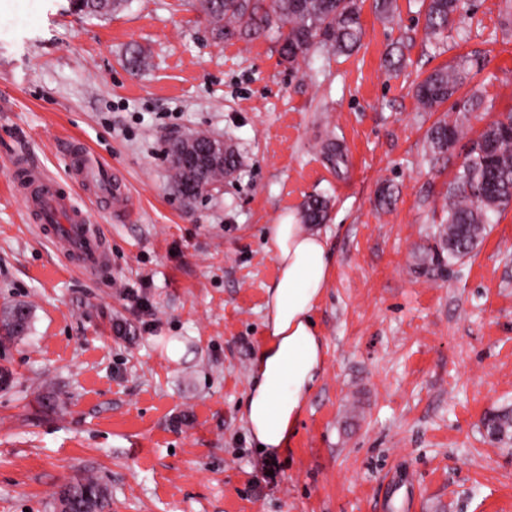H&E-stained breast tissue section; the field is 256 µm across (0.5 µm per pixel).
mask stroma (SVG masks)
<instances>
[{
	"label": "stroma",
	"instance_id": "stroma-1",
	"mask_svg": "<svg viewBox=\"0 0 512 512\" xmlns=\"http://www.w3.org/2000/svg\"><path fill=\"white\" fill-rule=\"evenodd\" d=\"M361 20L358 51L291 67L271 41H215L194 0H130L107 18L0 0V306L32 308L28 335L0 343V512H53L90 475L112 512H512V446L482 428L512 408V206L471 257L442 272L417 259L468 141L512 112V0H476L467 40L440 51L423 0H394L387 19L364 0ZM395 46L397 73L382 66ZM464 54L481 65L457 96L483 102L440 165L427 143L440 115L411 83ZM201 131L242 167L188 202L165 145ZM68 138L130 194L128 217L90 208L108 245L96 272L34 232L10 177L19 155L66 177ZM331 141L346 149L337 168ZM311 196L329 202L325 371L270 484L242 420L276 276L267 227Z\"/></svg>",
	"mask_w": 512,
	"mask_h": 512
}]
</instances>
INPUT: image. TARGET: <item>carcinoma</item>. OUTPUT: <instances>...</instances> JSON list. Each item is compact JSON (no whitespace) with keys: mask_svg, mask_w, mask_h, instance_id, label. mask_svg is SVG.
I'll return each instance as SVG.
<instances>
[{"mask_svg":"<svg viewBox=\"0 0 512 512\" xmlns=\"http://www.w3.org/2000/svg\"><path fill=\"white\" fill-rule=\"evenodd\" d=\"M78 12L108 16L126 6L128 0H70ZM199 10L216 40L253 41L275 36L282 61L294 66L317 44L339 53L360 46L363 27L360 0H198ZM467 0H427L424 29L429 43L438 45L455 17L462 15ZM473 66L461 55L415 83L413 93L425 112H436L457 94ZM458 121L435 122L427 138L431 160L438 163L458 142ZM465 160L448 185L445 218L437 228L438 241L423 262L435 268L470 256L482 242L490 224L512 204V113L488 124L469 142ZM184 142L169 141L172 182L178 193L193 200L215 183L233 174L241 165L239 154L230 149L224 161L185 168L181 164ZM327 202L308 199L300 213L301 223L320 224ZM31 308L24 303L0 312V341L24 335L29 328ZM487 437L497 443L512 442V409L489 414L483 422ZM56 512H111L112 498L98 479L87 477L64 486L55 499Z\"/></svg>","mask_w":512,"mask_h":512,"instance_id":"cac0c4a2","label":"carcinoma"}]
</instances>
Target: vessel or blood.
Masks as SVG:
<instances>
[{
  "mask_svg": "<svg viewBox=\"0 0 512 512\" xmlns=\"http://www.w3.org/2000/svg\"><path fill=\"white\" fill-rule=\"evenodd\" d=\"M68 158L71 180L82 184L97 202L109 205L126 200L121 177L83 143L71 142ZM11 177L26 194L28 222L59 244L72 265L87 271L106 265L107 248L97 225L57 180L23 159L15 161Z\"/></svg>",
  "mask_w": 512,
  "mask_h": 512,
  "instance_id": "1",
  "label": "vessel or blood"
}]
</instances>
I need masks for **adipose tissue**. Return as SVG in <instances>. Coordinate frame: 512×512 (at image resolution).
<instances>
[{"label":"adipose tissue","instance_id":"obj_1","mask_svg":"<svg viewBox=\"0 0 512 512\" xmlns=\"http://www.w3.org/2000/svg\"><path fill=\"white\" fill-rule=\"evenodd\" d=\"M268 236L278 274L267 290L266 339L254 355L244 418L266 457L281 454L319 382L325 339L315 309L330 281L328 235L287 220Z\"/></svg>","mask_w":512,"mask_h":512}]
</instances>
